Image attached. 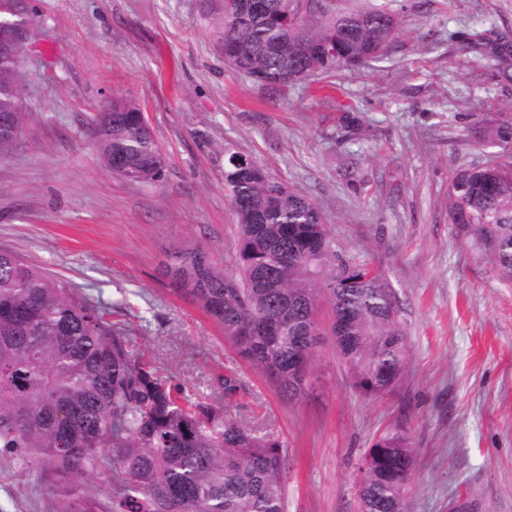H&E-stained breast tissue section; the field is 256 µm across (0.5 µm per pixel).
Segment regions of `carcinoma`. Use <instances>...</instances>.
Segmentation results:
<instances>
[{
  "label": "carcinoma",
  "instance_id": "obj_1",
  "mask_svg": "<svg viewBox=\"0 0 512 512\" xmlns=\"http://www.w3.org/2000/svg\"><path fill=\"white\" fill-rule=\"evenodd\" d=\"M211 0L208 15L224 59L276 90L288 77L360 69L380 60L398 29L386 5L342 11L327 0ZM29 116L22 75L0 53V159ZM493 162L457 169L448 181V221L512 284V115L475 128ZM112 174L140 183L162 176L164 159L139 105L112 100L94 127ZM224 180L236 220L225 267L198 249L175 251L163 273L221 327L237 354L290 400L306 397L324 328L352 388L382 397L400 386L408 346L400 301L366 263L332 258L327 225L307 197L252 158L224 148ZM112 451V498L82 488ZM0 453L32 474L54 512H285L288 449L214 400L191 398L135 353L71 283L0 250ZM416 454L401 426L384 429L358 466L360 512H394L412 486Z\"/></svg>",
  "mask_w": 512,
  "mask_h": 512
}]
</instances>
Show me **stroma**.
<instances>
[{"label": "stroma", "mask_w": 512, "mask_h": 512, "mask_svg": "<svg viewBox=\"0 0 512 512\" xmlns=\"http://www.w3.org/2000/svg\"><path fill=\"white\" fill-rule=\"evenodd\" d=\"M382 3L399 18L382 61L270 90L225 64L204 0H26L29 119L0 160V249L69 281L187 394L268 425L288 448L286 512H359L358 463L396 423L417 453L408 512H512V284L448 222L451 174L488 159L472 128L512 113V58L466 39L512 42V0H342ZM113 98L140 104L160 181L102 165L92 127ZM228 146L317 205L337 257L383 272L409 348L394 394L355 392L327 339L309 396L288 399L173 290V251L220 267L234 250ZM0 512H52L1 454Z\"/></svg>", "instance_id": "stroma-1"}]
</instances>
